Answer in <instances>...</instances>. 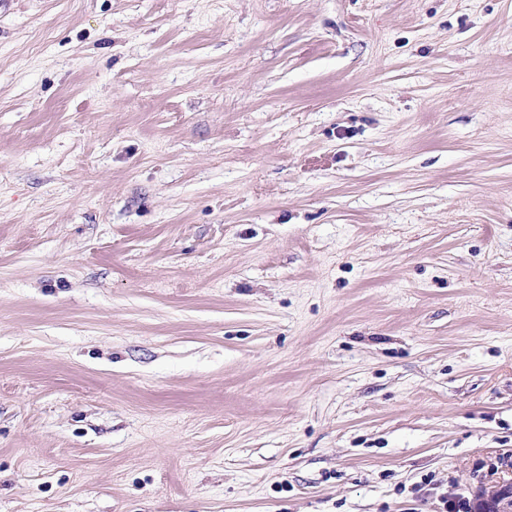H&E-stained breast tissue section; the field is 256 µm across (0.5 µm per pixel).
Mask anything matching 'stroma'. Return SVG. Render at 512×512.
Wrapping results in <instances>:
<instances>
[{
  "label": "stroma",
  "mask_w": 512,
  "mask_h": 512,
  "mask_svg": "<svg viewBox=\"0 0 512 512\" xmlns=\"http://www.w3.org/2000/svg\"><path fill=\"white\" fill-rule=\"evenodd\" d=\"M511 472L512 0H0V512Z\"/></svg>",
  "instance_id": "stroma-1"
}]
</instances>
